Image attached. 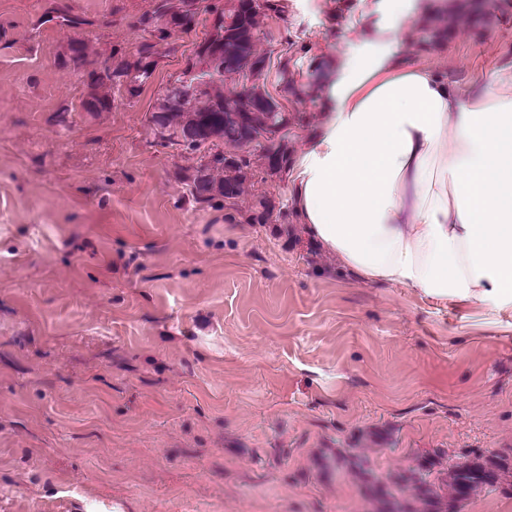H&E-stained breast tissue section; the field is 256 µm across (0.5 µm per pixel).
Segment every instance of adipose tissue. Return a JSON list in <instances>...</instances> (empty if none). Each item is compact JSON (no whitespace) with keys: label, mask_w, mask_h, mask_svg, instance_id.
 Listing matches in <instances>:
<instances>
[{"label":"adipose tissue","mask_w":512,"mask_h":512,"mask_svg":"<svg viewBox=\"0 0 512 512\" xmlns=\"http://www.w3.org/2000/svg\"><path fill=\"white\" fill-rule=\"evenodd\" d=\"M399 34L342 62L289 167L296 219L361 281L512 308V74L473 93L411 65Z\"/></svg>","instance_id":"obj_1"}]
</instances>
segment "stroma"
Segmentation results:
<instances>
[{
    "instance_id": "obj_1",
    "label": "stroma",
    "mask_w": 512,
    "mask_h": 512,
    "mask_svg": "<svg viewBox=\"0 0 512 512\" xmlns=\"http://www.w3.org/2000/svg\"><path fill=\"white\" fill-rule=\"evenodd\" d=\"M286 0L260 50L312 62L401 50L483 89L512 71V9L416 50L413 0ZM60 5L133 49L144 0H0V512H369L361 478L480 455L512 460V309L486 314L358 281L300 225L250 224L193 203L200 155L154 142L148 119L205 25L153 78L89 114L61 65ZM290 154L325 104L288 103Z\"/></svg>"
}]
</instances>
